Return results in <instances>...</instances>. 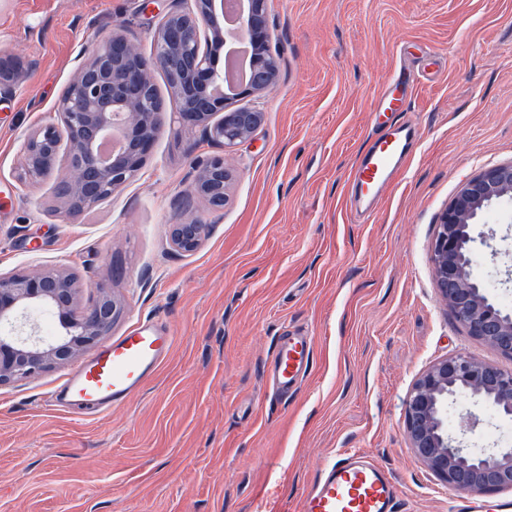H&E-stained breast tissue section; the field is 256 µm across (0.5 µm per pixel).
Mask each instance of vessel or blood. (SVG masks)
<instances>
[{"mask_svg": "<svg viewBox=\"0 0 512 512\" xmlns=\"http://www.w3.org/2000/svg\"><path fill=\"white\" fill-rule=\"evenodd\" d=\"M415 145V131L404 122L395 123L387 135L369 143L355 162L352 201L364 210H374ZM171 344L167 329L156 321H143L99 349L53 391L52 398L68 412L102 415L145 386ZM312 358L307 337H279L271 363L279 391L291 392L308 372ZM453 508L454 512H512V501L462 496ZM299 512H399L398 489L389 471L373 458L348 450L315 480Z\"/></svg>", "mask_w": 512, "mask_h": 512, "instance_id": "obj_1", "label": "vessel or blood"}]
</instances>
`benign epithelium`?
I'll return each instance as SVG.
<instances>
[{"instance_id":"benign-epithelium-1","label":"benign epithelium","mask_w":512,"mask_h":512,"mask_svg":"<svg viewBox=\"0 0 512 512\" xmlns=\"http://www.w3.org/2000/svg\"><path fill=\"white\" fill-rule=\"evenodd\" d=\"M252 77L222 95L213 86L224 72L215 65L213 46L220 37L224 0H171L152 33L153 51L145 57L121 27L102 35L89 60L76 72L58 102V122L32 132L24 143L23 170L30 177L56 175L58 195L70 213L97 206L135 177L147 150L163 127L160 105L144 108L152 71L167 77L170 109L183 123L200 124L226 148L249 140L263 113L240 106L272 88L278 78L277 53L270 47L267 0H243ZM20 64L0 60V91H9ZM65 160H59L62 148ZM232 173L224 158L198 166L190 193L213 210L224 209ZM512 199V162L487 168L468 179L441 215L431 242L435 281L443 301L468 333L512 357V313L485 293L472 273V226L493 204ZM200 220L170 225L172 244L194 252L210 233ZM46 309L61 331L51 337L23 336L19 321L31 310ZM120 304L110 288L97 286V299L79 305L77 277L65 267L31 273H0V386L64 367L112 330ZM479 399L494 414L512 419V370L470 356L443 359L413 383L405 408L406 434L418 460L460 491L512 488V448L476 454L448 434V398Z\"/></svg>"}]
</instances>
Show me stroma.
Returning <instances> with one entry per match:
<instances>
[{
  "label": "stroma",
  "instance_id": "obj_1",
  "mask_svg": "<svg viewBox=\"0 0 512 512\" xmlns=\"http://www.w3.org/2000/svg\"><path fill=\"white\" fill-rule=\"evenodd\" d=\"M168 0H0V55L23 64L0 94V272L62 266L81 305L107 285L124 310L173 337L145 387L105 415L47 405L51 369L0 386V512H299L348 448L395 480L402 512H450L447 484L413 454L405 401L432 364L470 356L512 370L442 301L431 242L473 175L512 161V0H268L276 85L244 106L251 139L223 149L166 116L138 175L93 210L63 207L53 176L23 179L22 146L57 104L100 29L143 55ZM418 77L401 120L420 141L370 218L349 203L375 101ZM234 173L223 210L187 197L195 165ZM212 230L184 253L169 226ZM472 272L512 310V202L473 229ZM310 336L313 362L280 397L266 371L278 336ZM478 420L472 448H499L512 420L448 401V431Z\"/></svg>",
  "mask_w": 512,
  "mask_h": 512
}]
</instances>
